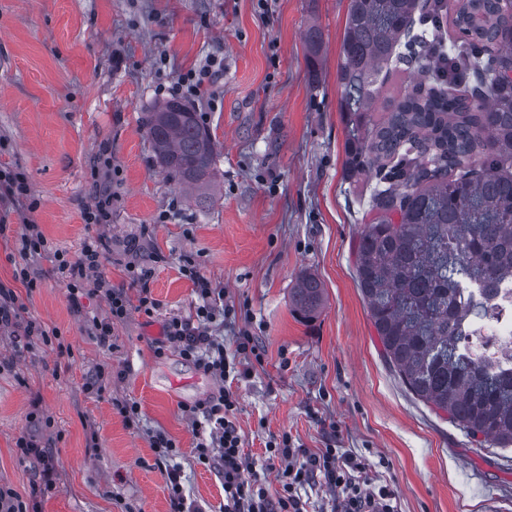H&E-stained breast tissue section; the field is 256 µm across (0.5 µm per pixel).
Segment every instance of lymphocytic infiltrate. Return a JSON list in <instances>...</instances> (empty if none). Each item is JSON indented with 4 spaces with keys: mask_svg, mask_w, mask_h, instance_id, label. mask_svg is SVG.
<instances>
[{
    "mask_svg": "<svg viewBox=\"0 0 512 512\" xmlns=\"http://www.w3.org/2000/svg\"><path fill=\"white\" fill-rule=\"evenodd\" d=\"M108 252V240L103 235L89 237L83 243L77 259L66 252L52 249L37 226H29L21 238L22 264L16 265L14 278L33 288L37 279L29 265L30 259L49 257L65 284L73 309H80L86 295L88 276L99 269ZM182 274L195 287L199 303L189 319L173 318L166 326V347L172 348L198 371L219 381L217 395L191 407L193 419L204 420L209 433L198 435L195 454L199 463L219 465L224 474V512H309V503L300 494V487L319 483L329 493V512H397L398 493L390 485L375 484L369 475V466L352 454L335 448H321L311 452L295 447L290 437L268 442L266 469L278 472L280 488L269 494L263 487L256 464L250 456L244 435L235 419L238 397L233 389L235 381L248 377L264 362L263 350L252 336L236 339L234 352H226L222 342L210 331L224 306L215 288L195 263H187ZM109 302L107 317L93 319L91 331L97 343L111 348L116 323L127 318L131 310L152 312L156 302L148 288H141L137 299H130L119 288L106 289ZM155 454L156 465L167 476L171 512H186L180 471L175 464L179 448L165 432L155 431L148 436Z\"/></svg>",
    "mask_w": 512,
    "mask_h": 512,
    "instance_id": "obj_1",
    "label": "lymphocytic infiltrate"
}]
</instances>
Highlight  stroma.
Listing matches in <instances>:
<instances>
[{"instance_id":"1","label":"stroma","mask_w":512,"mask_h":512,"mask_svg":"<svg viewBox=\"0 0 512 512\" xmlns=\"http://www.w3.org/2000/svg\"><path fill=\"white\" fill-rule=\"evenodd\" d=\"M349 0H0V169L21 173L35 202L0 206V281H11L26 225L77 257L102 233L110 250L99 279L157 307L131 311L101 348L88 320L108 301L93 292L73 313L49 259L20 288L22 322L57 329L58 354L38 337L17 348L0 331V487L28 512H170L165 475L148 434L164 429L188 502L224 512V478L195 458L185 410L220 385L174 351L157 354L164 326L197 302L181 268L194 260L224 293L226 349L257 337L263 369L238 384L236 423L256 462L270 439L326 446L362 457L393 484L399 512H512V447H479L445 414L417 398L387 362L357 284L355 244L367 221V179L346 171V128L337 71ZM321 48L311 55L306 31ZM224 60L200 118L218 142L207 203L168 181L145 130L153 105L174 98L182 73L206 57ZM112 156V221L84 223L93 169ZM151 272L140 283L130 266ZM324 287L311 318L292 304L304 273ZM112 370L113 398L140 406L127 428L110 400L86 384ZM41 442L53 458L51 487L16 446Z\"/></svg>"}]
</instances>
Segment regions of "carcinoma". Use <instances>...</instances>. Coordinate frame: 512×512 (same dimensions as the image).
<instances>
[{"mask_svg":"<svg viewBox=\"0 0 512 512\" xmlns=\"http://www.w3.org/2000/svg\"><path fill=\"white\" fill-rule=\"evenodd\" d=\"M499 0H460L469 35L447 50L424 9L449 0H350L341 46L340 109L348 175H375L356 277L387 361L423 402L483 445L512 447V373L463 352L461 326L484 306L456 302L461 278L512 280V17ZM411 54L415 82L377 120L376 85ZM145 128L167 179L208 198L217 144L198 113L170 99ZM323 285L299 278L305 317Z\"/></svg>","mask_w":512,"mask_h":512,"instance_id":"1","label":"carcinoma"}]
</instances>
